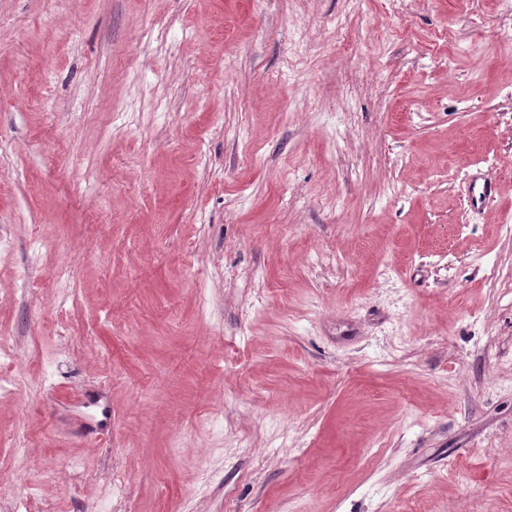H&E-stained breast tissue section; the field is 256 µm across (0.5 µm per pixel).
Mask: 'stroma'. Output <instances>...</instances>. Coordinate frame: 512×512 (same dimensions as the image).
<instances>
[{"label": "stroma", "mask_w": 512, "mask_h": 512, "mask_svg": "<svg viewBox=\"0 0 512 512\" xmlns=\"http://www.w3.org/2000/svg\"><path fill=\"white\" fill-rule=\"evenodd\" d=\"M508 224L498 0H0V512H512ZM498 194L496 178L487 173H476L470 177L469 202L473 208H481Z\"/></svg>", "instance_id": "stroma-1"}]
</instances>
